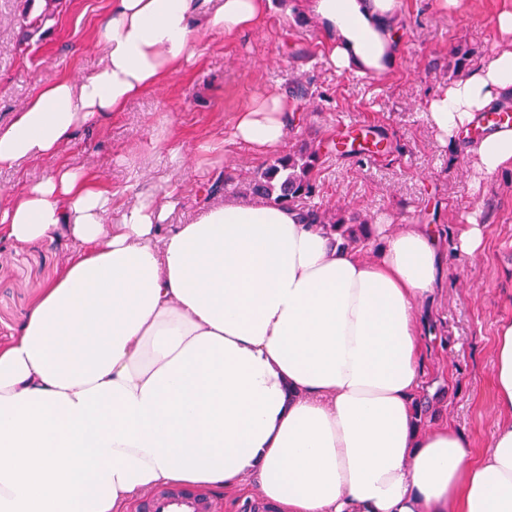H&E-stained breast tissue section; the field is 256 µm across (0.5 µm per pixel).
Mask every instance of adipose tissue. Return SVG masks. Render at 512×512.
I'll use <instances>...</instances> for the list:
<instances>
[{"mask_svg": "<svg viewBox=\"0 0 512 512\" xmlns=\"http://www.w3.org/2000/svg\"><path fill=\"white\" fill-rule=\"evenodd\" d=\"M271 0H112L98 67L43 85L0 125V168L58 155L90 120L163 85L193 35L233 38ZM341 72L398 63V0H307ZM512 98V44L437 93L429 119L459 145ZM296 104L238 112L233 138L278 150ZM474 171L512 169V126L467 146ZM171 191L120 212L59 167L0 197V237L69 253L0 345V512H130L162 487L211 496L253 479L278 512H512V320L492 351L500 420L488 452L420 432L417 304L448 271L422 224L374 258L337 247L304 211L262 199L166 225Z\"/></svg>", "mask_w": 512, "mask_h": 512, "instance_id": "1", "label": "adipose tissue"}]
</instances>
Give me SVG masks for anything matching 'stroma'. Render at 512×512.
<instances>
[{
  "label": "stroma",
  "instance_id": "obj_1",
  "mask_svg": "<svg viewBox=\"0 0 512 512\" xmlns=\"http://www.w3.org/2000/svg\"><path fill=\"white\" fill-rule=\"evenodd\" d=\"M25 0H0V123L42 85L77 79L94 70L97 40L112 0H63L40 40L22 48ZM512 0H400L401 56L388 77L336 72L326 38L305 10V0H272L255 28L227 40L196 38L197 59L157 90L145 93L104 122H89L62 147L58 161L88 168L119 202L147 190H169L168 223H190L208 189L245 200L248 182L270 161L233 142L237 112L267 94L294 97L297 119L282 153L317 147L313 197L301 209H343L376 224H425L448 254V279L421 305L426 325L420 392L433 401L422 432L452 425L489 447L499 418L494 408L492 348L501 319L512 318V169L472 182L465 154H449L430 128L432 94L492 59L503 44L498 27ZM371 129L387 150L372 155L337 152V136ZM169 147H162V140ZM224 144V159L198 163L202 141ZM476 217L484 245L474 256L454 254L458 225ZM66 256L55 243L0 241V341L35 301L38 285L55 277Z\"/></svg>",
  "mask_w": 512,
  "mask_h": 512
}]
</instances>
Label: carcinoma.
Returning a JSON list of instances; mask_svg holds the SVG:
<instances>
[{
	"mask_svg": "<svg viewBox=\"0 0 512 512\" xmlns=\"http://www.w3.org/2000/svg\"><path fill=\"white\" fill-rule=\"evenodd\" d=\"M319 161V151L302 147L288 155L275 158L258 172L248 184L247 191L267 201L289 205L303 197H311L315 191L314 169ZM314 224H320L336 233L345 247H358L369 238L366 222L347 216L340 211H306Z\"/></svg>",
	"mask_w": 512,
	"mask_h": 512,
	"instance_id": "carcinoma-1",
	"label": "carcinoma"
}]
</instances>
